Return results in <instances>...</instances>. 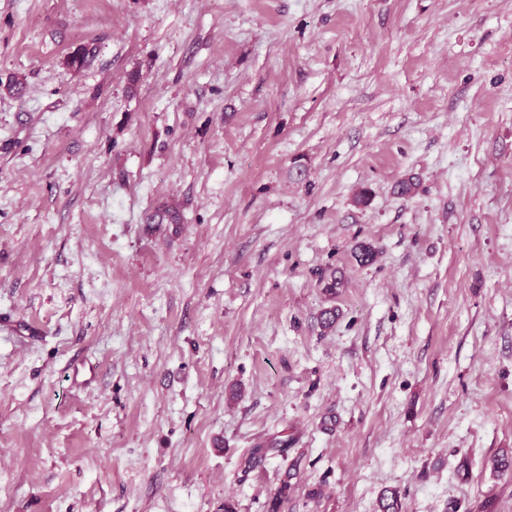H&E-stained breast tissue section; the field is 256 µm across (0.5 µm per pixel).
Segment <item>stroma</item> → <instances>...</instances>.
Instances as JSON below:
<instances>
[{"mask_svg": "<svg viewBox=\"0 0 512 512\" xmlns=\"http://www.w3.org/2000/svg\"><path fill=\"white\" fill-rule=\"evenodd\" d=\"M506 452L512 0H0V512H512Z\"/></svg>", "mask_w": 512, "mask_h": 512, "instance_id": "1", "label": "stroma"}]
</instances>
